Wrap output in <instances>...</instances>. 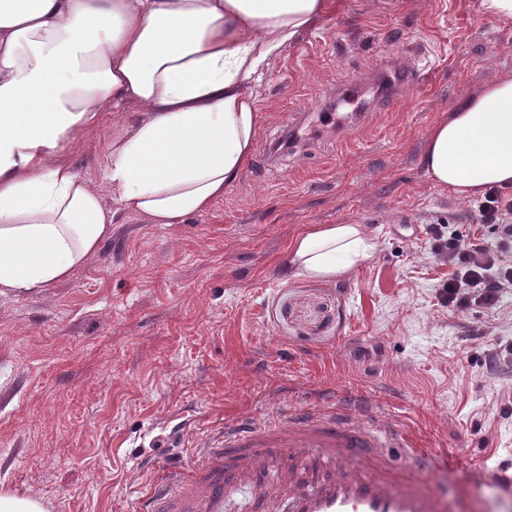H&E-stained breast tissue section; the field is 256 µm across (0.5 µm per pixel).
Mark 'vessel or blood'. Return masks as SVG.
<instances>
[{
	"label": "vessel or blood",
	"instance_id": "b4317fda",
	"mask_svg": "<svg viewBox=\"0 0 512 512\" xmlns=\"http://www.w3.org/2000/svg\"><path fill=\"white\" fill-rule=\"evenodd\" d=\"M366 409L336 399L325 409L291 408L282 423L247 418L225 423L218 443L185 466L161 472L131 512H224L236 488L269 494L268 479L287 488L291 512H446L416 469L439 453L381 421L364 426ZM403 448L392 457L388 444Z\"/></svg>",
	"mask_w": 512,
	"mask_h": 512
}]
</instances>
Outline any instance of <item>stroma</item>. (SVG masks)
Wrapping results in <instances>:
<instances>
[{
	"mask_svg": "<svg viewBox=\"0 0 512 512\" xmlns=\"http://www.w3.org/2000/svg\"><path fill=\"white\" fill-rule=\"evenodd\" d=\"M249 80L260 125L239 178L180 224L122 214L65 280L0 295V490L46 512H130L227 420L346 394L444 460L449 512H512V291L440 304L427 229L495 241L477 203L427 178L431 129L512 76V19L475 0H334ZM428 67L399 89L395 66ZM139 115L105 106L58 156L111 202L107 146ZM311 224H360L374 251L335 282L283 276ZM468 449L459 457L458 449Z\"/></svg>",
	"mask_w": 512,
	"mask_h": 512,
	"instance_id": "stroma-1",
	"label": "stroma"
}]
</instances>
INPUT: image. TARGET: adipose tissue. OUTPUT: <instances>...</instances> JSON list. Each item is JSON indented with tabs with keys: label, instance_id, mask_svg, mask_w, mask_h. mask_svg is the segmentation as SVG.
Here are the masks:
<instances>
[{
	"label": "adipose tissue",
	"instance_id": "obj_1",
	"mask_svg": "<svg viewBox=\"0 0 512 512\" xmlns=\"http://www.w3.org/2000/svg\"><path fill=\"white\" fill-rule=\"evenodd\" d=\"M331 0H0V295L64 280L116 211L180 224L248 164L259 112L246 82ZM140 118L108 147L116 209L56 156L105 105ZM430 181L469 200L512 187V77L465 96L430 131ZM362 225L315 224L282 261L335 280L370 258Z\"/></svg>",
	"mask_w": 512,
	"mask_h": 512
}]
</instances>
